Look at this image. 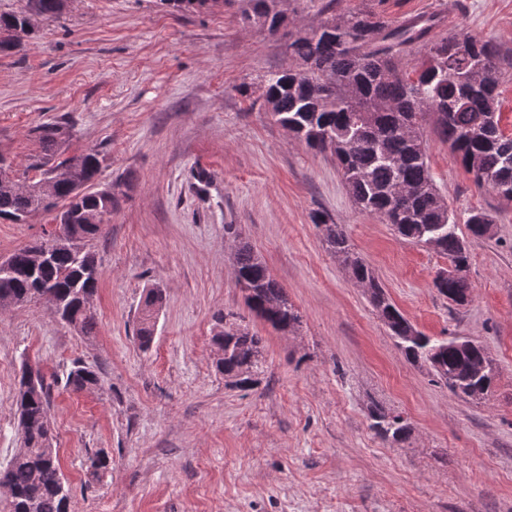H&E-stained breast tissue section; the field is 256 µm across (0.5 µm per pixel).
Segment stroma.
<instances>
[{"mask_svg": "<svg viewBox=\"0 0 512 512\" xmlns=\"http://www.w3.org/2000/svg\"><path fill=\"white\" fill-rule=\"evenodd\" d=\"M396 25L434 15L501 58V126L512 133V0H336ZM284 35L243 21L238 0L178 10L164 0H71L0 55V154L26 169L37 129L60 123L64 157L103 159L97 187L128 183L97 240L93 335L41 301L0 311V467L19 446L23 366L50 386L49 417L71 512H512V202L478 188L432 122L421 128L436 186L466 236L470 302L433 286L448 261L358 210L334 159L306 148L263 108L265 77L293 64ZM211 183L199 191L195 174ZM493 220L469 236L473 211ZM342 225L391 300L427 335L487 347L486 400L455 397L408 362L365 290L325 249L317 217ZM55 215L0 223V257L47 238ZM248 243L300 315L265 339L255 388L216 373L218 313H245L232 248ZM164 290L154 339L135 338L148 288ZM96 389L65 384L74 362ZM402 415L400 444L370 427ZM103 456L108 464L94 468ZM371 428L383 441L402 443L410 435L411 428L401 415H393L383 408L370 410Z\"/></svg>", "mask_w": 512, "mask_h": 512, "instance_id": "stroma-1", "label": "stroma"}]
</instances>
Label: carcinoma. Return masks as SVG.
Listing matches in <instances>:
<instances>
[{
    "label": "carcinoma",
    "instance_id": "obj_1",
    "mask_svg": "<svg viewBox=\"0 0 512 512\" xmlns=\"http://www.w3.org/2000/svg\"><path fill=\"white\" fill-rule=\"evenodd\" d=\"M244 20H264L269 29L284 21L276 0H241ZM28 24L23 10L0 15V54L18 47L11 32ZM435 18L420 17L396 29L374 13H344L319 23L318 30L298 29L289 34L284 52L296 67L274 72L260 87V98L273 103L275 120L288 125L289 133L309 148L328 153L336 160L354 205L361 211L391 224L415 243L431 247L448 262L468 267V252L458 224L440 195L428 164L423 138L412 137L407 125L428 117L453 157L500 198L512 201V134L500 126L498 84L500 59L497 49L486 41L464 33L441 39L429 37ZM418 44L423 55L411 66L399 63L402 47ZM62 127L50 123L39 127L44 154L33 168L58 170L67 160H55L62 146ZM84 178L93 185L102 160L91 151L80 155ZM117 196L105 200L90 192L76 201L67 180L59 179L54 196L47 200L35 191L23 193L0 183V219L15 221L23 214L62 208L71 218V231L78 246L90 255L100 237L86 215L112 214ZM491 223L483 212L471 214L470 234L485 236ZM327 249L342 258L351 278L366 287L371 302L396 345L411 363H425L456 396L471 400L488 395L491 384L478 372L490 358L486 347L465 336L432 338L419 331L388 298L372 268L354 252L338 224L322 217ZM26 245L12 253L9 269L0 268V301L21 305L39 300L50 291L63 311L62 321L83 336L95 330L92 309L83 306L85 297L97 291L99 275L87 271L77 254L61 249L46 265L27 268ZM236 280L247 307L258 313L264 303L275 300L280 309L273 314V327L294 329L300 316L286 291L272 278L266 266L247 245L235 255ZM433 286L453 305L469 300L471 285L464 275L442 278ZM158 289L148 290L142 305L136 337L140 346L152 343L156 316L153 309ZM227 320L224 346L230 356L216 365L234 385L253 388L263 368V337L251 332L244 317L220 314ZM98 385L97 373L77 363L66 377L75 392ZM19 420L26 428L20 448L0 470V487L11 492L3 512H69L70 491L60 472L56 449L52 448L48 416V390L42 375L25 367L16 394ZM371 428L382 440L402 443L410 435L409 424L400 415L374 407Z\"/></svg>",
    "mask_w": 512,
    "mask_h": 512
}]
</instances>
